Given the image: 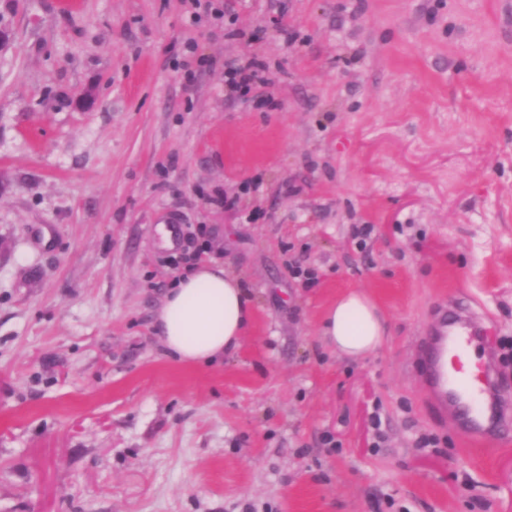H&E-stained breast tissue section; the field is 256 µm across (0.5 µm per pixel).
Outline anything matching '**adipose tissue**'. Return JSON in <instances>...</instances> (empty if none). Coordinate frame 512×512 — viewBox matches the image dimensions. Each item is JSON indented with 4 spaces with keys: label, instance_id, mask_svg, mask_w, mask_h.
Masks as SVG:
<instances>
[{
    "label": "adipose tissue",
    "instance_id": "adipose-tissue-1",
    "mask_svg": "<svg viewBox=\"0 0 512 512\" xmlns=\"http://www.w3.org/2000/svg\"><path fill=\"white\" fill-rule=\"evenodd\" d=\"M254 316L238 277L217 263L197 265L169 288L156 325L166 351L179 361L201 365L235 351ZM386 333L376 302L348 291L329 305L319 334L332 348L360 357L378 349Z\"/></svg>",
    "mask_w": 512,
    "mask_h": 512
}]
</instances>
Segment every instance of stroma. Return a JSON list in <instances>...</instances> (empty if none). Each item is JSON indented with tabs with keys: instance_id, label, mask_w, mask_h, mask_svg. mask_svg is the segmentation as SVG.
Masks as SVG:
<instances>
[{
	"instance_id": "35a3bbf8",
	"label": "stroma",
	"mask_w": 512,
	"mask_h": 512,
	"mask_svg": "<svg viewBox=\"0 0 512 512\" xmlns=\"http://www.w3.org/2000/svg\"><path fill=\"white\" fill-rule=\"evenodd\" d=\"M0 33V512H512V421L442 418L419 349L470 312L512 399V0H0ZM203 261L255 318L188 365L153 322ZM348 290L390 327L362 358L318 336Z\"/></svg>"
}]
</instances>
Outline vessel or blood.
<instances>
[{
    "label": "vessel or blood",
    "mask_w": 512,
    "mask_h": 512,
    "mask_svg": "<svg viewBox=\"0 0 512 512\" xmlns=\"http://www.w3.org/2000/svg\"><path fill=\"white\" fill-rule=\"evenodd\" d=\"M474 346L471 315L464 310L452 318L443 314L426 344L425 357L429 390L438 407L469 436L482 439L501 422L512 419V407L489 392L482 379L467 376L462 360Z\"/></svg>",
    "instance_id": "1"
}]
</instances>
